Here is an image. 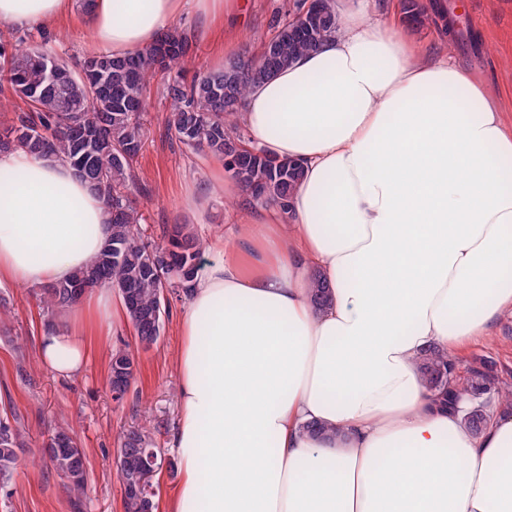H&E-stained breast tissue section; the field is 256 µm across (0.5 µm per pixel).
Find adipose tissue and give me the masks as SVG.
Wrapping results in <instances>:
<instances>
[{
  "mask_svg": "<svg viewBox=\"0 0 512 512\" xmlns=\"http://www.w3.org/2000/svg\"><path fill=\"white\" fill-rule=\"evenodd\" d=\"M72 0H0V23L46 26ZM335 33L253 86L250 143L297 159L289 210L252 202L223 173L185 204H235L237 228L180 317V479L165 512H512V407L480 433L439 407L419 358L456 355L512 309V124L451 54L429 55L396 10L333 0ZM238 0H91L87 39L122 56L186 10ZM0 279H69L110 237L109 215L69 164L0 153ZM323 305L313 302L315 281ZM118 310L108 287L40 342L81 372ZM310 424L338 433L307 432Z\"/></svg>",
  "mask_w": 512,
  "mask_h": 512,
  "instance_id": "1",
  "label": "adipose tissue"
}]
</instances>
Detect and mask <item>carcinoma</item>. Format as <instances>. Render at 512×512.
Returning a JSON list of instances; mask_svg holds the SVG:
<instances>
[{
  "label": "carcinoma",
  "instance_id": "1",
  "mask_svg": "<svg viewBox=\"0 0 512 512\" xmlns=\"http://www.w3.org/2000/svg\"><path fill=\"white\" fill-rule=\"evenodd\" d=\"M338 27L331 0H318L306 22L287 19L264 42L256 58L238 57L220 70L185 76L190 50L188 36L177 30L162 33L156 42L123 57L96 54L87 57L78 73L57 54L42 46L19 48L0 35V85L7 83L29 109L0 129V152L22 149L46 159L64 160L86 181L106 205L112 236L90 265L71 279L43 289L47 310L76 303V288L89 290L107 284L116 289L139 346L148 349L161 335L165 303L163 285L187 293L199 275L203 245L184 225L175 224L161 247L141 241V216L129 194L131 169L144 137L147 112L146 83L159 76L169 100L168 129L191 149L206 148L224 161L230 179L261 202H275L289 209L292 194L303 177L297 160H278L250 146L236 127L235 114L248 90L287 67L294 59L315 49ZM112 74L106 90L94 89L90 75ZM456 362L445 353L424 355L420 371L425 384L443 405H452L456 392L469 396L464 423L475 434L486 422L482 396L493 391L497 401L512 406V386L499 385L484 372L474 371L464 382L454 373ZM136 371V358L126 349L111 354L109 386L124 376L123 398ZM21 435L8 417L0 418V489L12 482L22 453ZM49 461L73 492L86 489V458L64 426L49 437ZM162 460L139 429L121 437L116 474L123 488L125 512H155L156 494L142 492L139 482L150 472V457Z\"/></svg>",
  "mask_w": 512,
  "mask_h": 512
}]
</instances>
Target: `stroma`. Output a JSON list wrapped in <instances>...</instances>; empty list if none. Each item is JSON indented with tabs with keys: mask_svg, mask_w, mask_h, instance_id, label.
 <instances>
[{
	"mask_svg": "<svg viewBox=\"0 0 512 512\" xmlns=\"http://www.w3.org/2000/svg\"><path fill=\"white\" fill-rule=\"evenodd\" d=\"M297 0H244L242 11L225 17L222 25L203 29L192 16L178 24L191 40V69H217L227 62L226 37L239 27L250 30L254 49L274 32L280 17ZM455 13L460 28L473 42L449 41L435 13L412 34L430 53L450 51L465 69L475 71L498 94L502 109L512 116V0H443ZM87 16L80 0L46 27H19L0 23V33L24 39L26 45L45 44L48 49L79 66L94 55L84 38ZM144 146L133 166L132 193L142 215L145 241L162 244V229L171 224L191 225L203 241L231 235L234 208L225 200L209 202L200 220H193L182 202L190 191L207 187L212 153L190 149L167 126L164 85L151 79L147 85ZM185 295L170 293V314L157 343L140 349L127 320H120L109 336L95 339L85 369L63 378L40 361L39 343L45 332L39 291H28L0 280V415L8 414L24 442L23 462L14 474L9 496L0 495V512H124L116 460L123 433L146 431L166 461L154 478L157 504H165L179 482L170 446L177 427L180 379L176 356L180 346L179 317ZM133 350L137 369L127 395L114 401L108 385L112 351ZM489 360L501 382L512 384V309L504 311L489 338L458 356L457 378L466 380L470 368ZM69 425L87 457V489L74 496L54 472L44 444L58 424Z\"/></svg>",
	"mask_w": 512,
	"mask_h": 512,
	"instance_id": "1",
	"label": "stroma"
}]
</instances>
